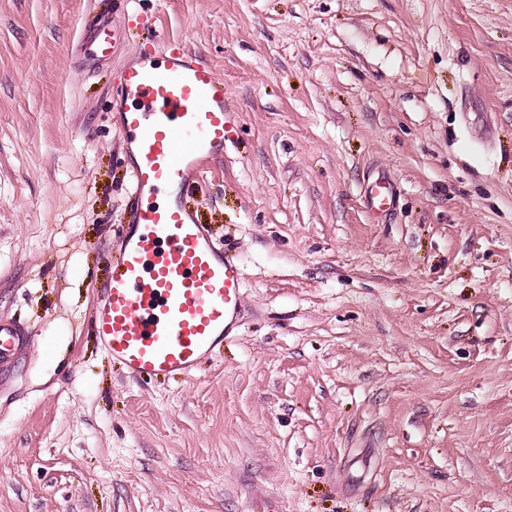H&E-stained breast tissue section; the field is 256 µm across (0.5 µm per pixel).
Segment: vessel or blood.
<instances>
[{
    "instance_id": "obj_1",
    "label": "vessel or blood",
    "mask_w": 512,
    "mask_h": 512,
    "mask_svg": "<svg viewBox=\"0 0 512 512\" xmlns=\"http://www.w3.org/2000/svg\"><path fill=\"white\" fill-rule=\"evenodd\" d=\"M90 39L103 55L117 30L102 21ZM117 96L135 160L128 224L96 311V334L132 377H184L223 347L243 302L238 260L215 246L183 201L190 175L224 152V81L170 42L163 64L123 69ZM365 198L372 214L390 211V179L369 182ZM31 340L21 324L0 320V369Z\"/></svg>"
}]
</instances>
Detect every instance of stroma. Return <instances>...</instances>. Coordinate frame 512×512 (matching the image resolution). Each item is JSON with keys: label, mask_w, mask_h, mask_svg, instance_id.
Returning a JSON list of instances; mask_svg holds the SVG:
<instances>
[{"label": "stroma", "mask_w": 512, "mask_h": 512, "mask_svg": "<svg viewBox=\"0 0 512 512\" xmlns=\"http://www.w3.org/2000/svg\"><path fill=\"white\" fill-rule=\"evenodd\" d=\"M0 0V512H512V0ZM101 17L124 32L87 65ZM224 81L185 204L234 336L135 379L97 337L127 223L112 102L155 31ZM386 175L392 212L363 188ZM31 341L33 336L21 324L0 320V370L10 365Z\"/></svg>", "instance_id": "obj_1"}]
</instances>
